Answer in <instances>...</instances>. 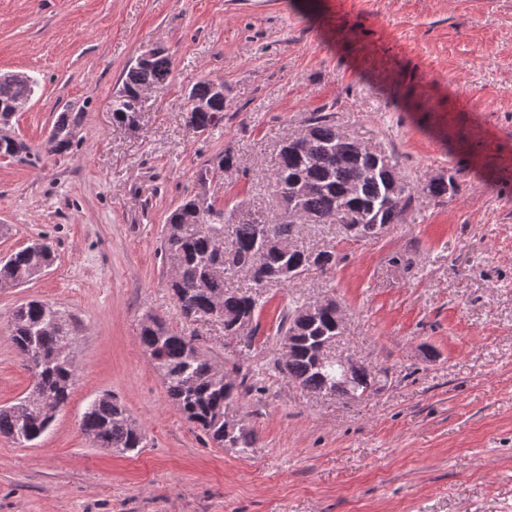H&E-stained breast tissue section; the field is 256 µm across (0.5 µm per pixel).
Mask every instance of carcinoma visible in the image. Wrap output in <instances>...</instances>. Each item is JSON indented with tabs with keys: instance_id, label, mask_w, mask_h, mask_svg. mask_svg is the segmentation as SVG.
<instances>
[{
	"instance_id": "obj_1",
	"label": "carcinoma",
	"mask_w": 512,
	"mask_h": 512,
	"mask_svg": "<svg viewBox=\"0 0 512 512\" xmlns=\"http://www.w3.org/2000/svg\"><path fill=\"white\" fill-rule=\"evenodd\" d=\"M172 63L165 49L150 59L131 64L122 86L112 96V120L128 125L138 114L146 91L160 88L171 78ZM32 95V81L21 76L0 82V126L10 123L15 104ZM187 126L204 133L224 121L227 107L224 83L201 80L185 95ZM79 114L61 113L53 124L52 152L63 154L72 144L71 130ZM28 161L32 148L21 139L0 138V155ZM236 166L233 152L226 151L197 172L198 188L213 182ZM269 188L280 211L270 216L258 213L259 221L236 220L238 207L229 209L210 202L213 216L199 213L198 195L184 199L168 216L163 248L178 260L177 279L170 282L172 294L189 322L214 320L224 326V335L251 343L259 310L256 289L280 279L291 281L311 271L336 264L328 250L300 247L284 252L277 247L293 236L297 224H350L359 241L377 238L380 229L400 222L411 207L414 188L398 173L391 155L343 136L330 113L317 112L308 119L304 133L284 140L270 176ZM453 188L452 180L440 176L426 186L441 198ZM54 262L51 247L33 242L0 263V285L20 286L43 273ZM240 272L249 275L252 286L227 288L225 280ZM310 304L296 306L283 316L281 336L293 338L288 354L278 368L300 387L327 392L349 400H363L376 376L355 371L343 379V367L333 357L320 355L322 344L342 334L336 324V301L326 299L313 311ZM60 319L54 305L32 300L18 306L11 316L12 341L30 372V393L0 408V436L27 446L48 432L51 424L42 418L40 405L62 407L69 399L76 367L69 356L66 328L53 326ZM139 345L163 377L167 393L180 413L220 448L245 452L254 447L252 432L233 414L239 395L251 391L248 377L217 376L214 358L194 336L174 333L153 316L143 322ZM83 429L94 445L127 453L147 446V436L126 407L110 394L94 399L83 416Z\"/></svg>"
}]
</instances>
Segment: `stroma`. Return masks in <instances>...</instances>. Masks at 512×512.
<instances>
[{"instance_id":"35a3bbf8","label":"stroma","mask_w":512,"mask_h":512,"mask_svg":"<svg viewBox=\"0 0 512 512\" xmlns=\"http://www.w3.org/2000/svg\"><path fill=\"white\" fill-rule=\"evenodd\" d=\"M153 45L172 77L130 131L112 95ZM14 72L37 82L10 128L36 155L0 156V258L42 238L55 261L0 288V407L31 385L10 334L21 303L71 319L77 372L45 436L0 437V512H512V0H0V73ZM204 78L227 107L195 134L185 94ZM64 111L81 121L59 155L47 139ZM315 112L392 154L412 206L369 241L297 225V246L336 263L264 288L251 346L185 321L160 255L167 216L228 148L238 167L216 203L268 208L277 147ZM438 176L455 184L441 199L425 191ZM326 298L344 317L331 355L382 376L366 400L276 367L283 313ZM149 315L257 377L234 409L249 454L172 404L138 342ZM105 393L146 448L92 444L82 418Z\"/></svg>"}]
</instances>
